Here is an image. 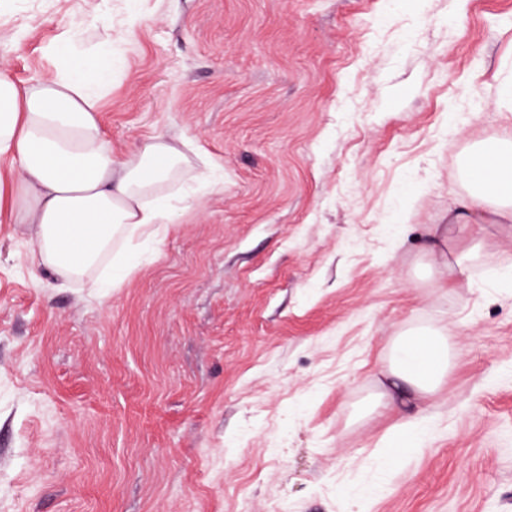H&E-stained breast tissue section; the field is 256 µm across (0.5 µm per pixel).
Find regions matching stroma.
<instances>
[{
	"label": "stroma",
	"mask_w": 512,
	"mask_h": 512,
	"mask_svg": "<svg viewBox=\"0 0 512 512\" xmlns=\"http://www.w3.org/2000/svg\"><path fill=\"white\" fill-rule=\"evenodd\" d=\"M76 19L113 153L200 159L106 293L0 224V512H512V235L458 226L445 285L427 257L462 154L512 138V0H0V74ZM411 323L455 363L390 469Z\"/></svg>",
	"instance_id": "stroma-1"
}]
</instances>
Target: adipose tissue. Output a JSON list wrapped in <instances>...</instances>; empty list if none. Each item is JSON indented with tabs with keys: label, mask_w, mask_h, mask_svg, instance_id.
<instances>
[{
	"label": "adipose tissue",
	"mask_w": 512,
	"mask_h": 512,
	"mask_svg": "<svg viewBox=\"0 0 512 512\" xmlns=\"http://www.w3.org/2000/svg\"><path fill=\"white\" fill-rule=\"evenodd\" d=\"M74 21L54 46L62 68L17 84L0 76V222L25 226L35 248L28 262L91 288H115L119 279L92 278L112 252L115 238L157 234L170 223L167 206L186 154L170 140L155 138L137 154L116 157L99 112L106 74L93 57L74 52L81 31ZM469 194L449 209L448 221L428 229V256L449 278L462 276L467 253L449 258L457 224L512 222V140L472 145L460 158ZM454 365L444 329L436 324L403 330L389 348L387 375L398 394H378V402H407L397 423L399 438L383 450L387 463L419 447L425 438L421 403L440 392Z\"/></svg>",
	"instance_id": "ef3b65f1"
}]
</instances>
